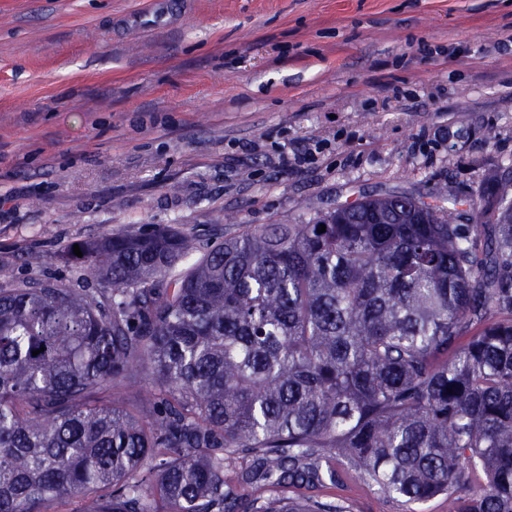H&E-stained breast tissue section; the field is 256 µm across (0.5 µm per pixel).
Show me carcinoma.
<instances>
[{
  "label": "carcinoma",
  "instance_id": "1",
  "mask_svg": "<svg viewBox=\"0 0 512 512\" xmlns=\"http://www.w3.org/2000/svg\"><path fill=\"white\" fill-rule=\"evenodd\" d=\"M487 199L456 224L461 199L365 198L184 271L199 244L167 228L68 246L95 288L0 267V512H359L283 495L339 465L406 506L512 512V176Z\"/></svg>",
  "mask_w": 512,
  "mask_h": 512
}]
</instances>
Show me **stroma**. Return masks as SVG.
Segmentation results:
<instances>
[{"mask_svg": "<svg viewBox=\"0 0 512 512\" xmlns=\"http://www.w3.org/2000/svg\"><path fill=\"white\" fill-rule=\"evenodd\" d=\"M512 168V0H0V265L203 247L364 196L482 204ZM330 496L405 512L354 476Z\"/></svg>", "mask_w": 512, "mask_h": 512, "instance_id": "stroma-1", "label": "stroma"}]
</instances>
